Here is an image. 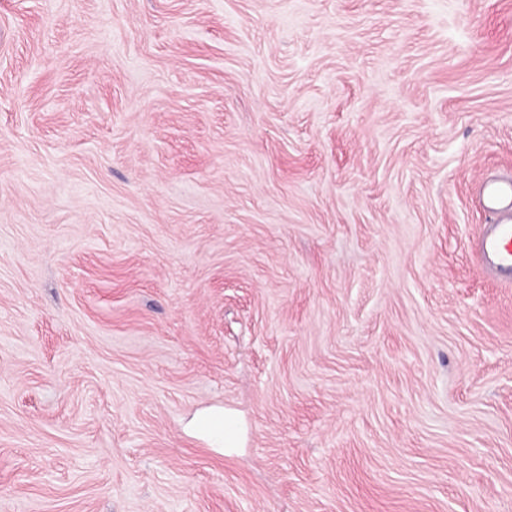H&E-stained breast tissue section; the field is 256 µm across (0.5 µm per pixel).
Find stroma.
<instances>
[{
  "label": "stroma",
  "instance_id": "obj_1",
  "mask_svg": "<svg viewBox=\"0 0 512 512\" xmlns=\"http://www.w3.org/2000/svg\"><path fill=\"white\" fill-rule=\"evenodd\" d=\"M510 176L512 0H0V512H512ZM483 208L493 216L474 241L478 259L499 280L512 285V178L490 179L481 186ZM189 435L203 439L210 448L234 447L238 439L235 420L224 414V407L212 406L198 411L187 423Z\"/></svg>",
  "mask_w": 512,
  "mask_h": 512
}]
</instances>
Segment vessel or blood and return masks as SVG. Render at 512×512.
Instances as JSON below:
<instances>
[{
  "mask_svg": "<svg viewBox=\"0 0 512 512\" xmlns=\"http://www.w3.org/2000/svg\"><path fill=\"white\" fill-rule=\"evenodd\" d=\"M481 203L493 222L475 239V253L499 280L512 285V178L484 181Z\"/></svg>",
  "mask_w": 512,
  "mask_h": 512,
  "instance_id": "vessel-or-blood-1",
  "label": "vessel or blood"
}]
</instances>
